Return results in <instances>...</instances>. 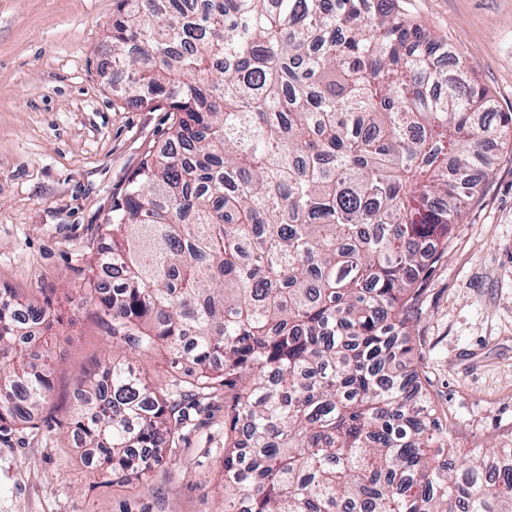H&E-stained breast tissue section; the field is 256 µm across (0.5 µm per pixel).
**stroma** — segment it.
Masks as SVG:
<instances>
[{"label":"stroma","instance_id":"stroma-1","mask_svg":"<svg viewBox=\"0 0 512 512\" xmlns=\"http://www.w3.org/2000/svg\"><path fill=\"white\" fill-rule=\"evenodd\" d=\"M512 113V0H406ZM112 0H0V289L60 308L64 355L35 423L0 429V512H224V394L192 409L146 481L100 482L68 436L80 380L112 353L88 276L99 226L167 113L106 68ZM412 368L460 452L512 447V139L417 283Z\"/></svg>","mask_w":512,"mask_h":512}]
</instances>
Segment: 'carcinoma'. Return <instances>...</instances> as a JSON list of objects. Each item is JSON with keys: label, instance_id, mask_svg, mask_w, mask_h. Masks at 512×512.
Wrapping results in <instances>:
<instances>
[{"label": "carcinoma", "instance_id": "obj_1", "mask_svg": "<svg viewBox=\"0 0 512 512\" xmlns=\"http://www.w3.org/2000/svg\"><path fill=\"white\" fill-rule=\"evenodd\" d=\"M112 70L170 114L99 226L75 292L117 347H163L168 388L117 357L70 433L105 482L146 477L222 387L224 512H512V448L464 461L408 363L423 254L512 132L403 0H113ZM121 269L112 284L103 273ZM50 307L0 291V425L51 390Z\"/></svg>", "mask_w": 512, "mask_h": 512}]
</instances>
